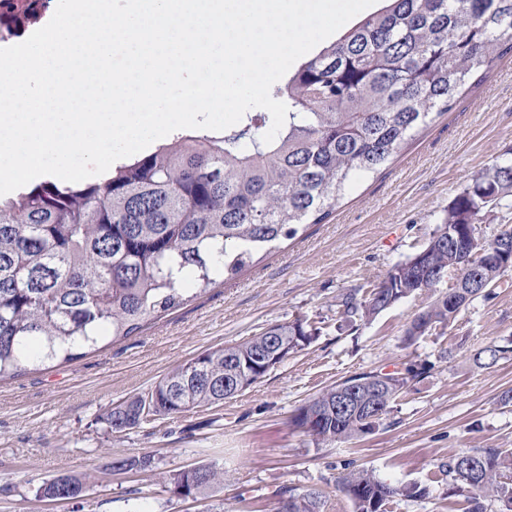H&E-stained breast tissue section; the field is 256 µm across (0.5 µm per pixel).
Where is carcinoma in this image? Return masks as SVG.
Instances as JSON below:
<instances>
[{"label": "carcinoma", "instance_id": "1", "mask_svg": "<svg viewBox=\"0 0 512 512\" xmlns=\"http://www.w3.org/2000/svg\"><path fill=\"white\" fill-rule=\"evenodd\" d=\"M385 5L322 47L274 84L271 96L288 107L286 121L266 144L268 112H248L230 133H179L146 155L133 156L91 182H46L0 200V382L30 365L67 363L106 339L125 338L192 295L236 278L245 268L320 224L360 179L378 172L436 117L452 110L462 90L483 82L495 64L512 56V0H383ZM512 198V159L473 176L448 208L426 246L396 264L365 296L342 294L348 322L370 318L437 275L464 279L455 301L441 294L406 329L413 344L425 324H449L505 274L512 244L487 242L478 226ZM478 262L463 273L462 251ZM314 336L297 319L278 323L239 343L209 348L164 376L148 393L113 408L105 422L115 431L147 418L219 405L235 397L224 379L247 389ZM512 349L492 344L474 357L490 368ZM424 368L369 372L343 381L358 399L374 394L379 379L404 391ZM332 387L296 409L294 427L321 441L346 440L373 428L360 412L336 410ZM112 463L130 471L154 467L149 454ZM451 490L468 512L494 503L512 512V449L476 448L443 465ZM184 468L168 477L181 498L208 495L224 471ZM342 491L355 512H385L407 491L367 470L349 472ZM76 476L43 483L50 500L83 497ZM288 512H323L319 491L289 489Z\"/></svg>", "mask_w": 512, "mask_h": 512}]
</instances>
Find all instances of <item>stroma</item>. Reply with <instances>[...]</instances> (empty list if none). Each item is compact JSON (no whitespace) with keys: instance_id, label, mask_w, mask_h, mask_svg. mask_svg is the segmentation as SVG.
I'll list each match as a JSON object with an SVG mask.
<instances>
[{"instance_id":"35a3bbf8","label":"stroma","mask_w":512,"mask_h":512,"mask_svg":"<svg viewBox=\"0 0 512 512\" xmlns=\"http://www.w3.org/2000/svg\"><path fill=\"white\" fill-rule=\"evenodd\" d=\"M510 152L506 57L386 167L359 181L324 223L132 336L1 382L0 512H273L285 487L319 490L324 512H354L341 490L354 469L393 486H425L424 495L390 498L386 512H466L440 466L471 448H512V404L501 400L512 390V355L488 369L472 360L478 349L512 340V271L410 346L402 342L406 328L447 282L350 325L341 324L337 302L349 289L368 291L419 251L472 177ZM297 318L316 328L313 340L237 397L120 433L105 423L108 410L147 394L198 353ZM410 364L429 372L371 431L319 442L293 428L295 410L322 391ZM143 453L153 455V469L113 472L115 456ZM202 464L223 468V488L196 501L174 496L167 475ZM61 475L84 480L79 501L36 496Z\"/></svg>"}]
</instances>
